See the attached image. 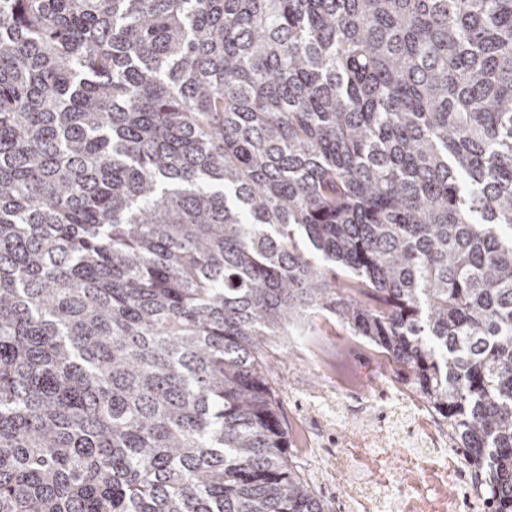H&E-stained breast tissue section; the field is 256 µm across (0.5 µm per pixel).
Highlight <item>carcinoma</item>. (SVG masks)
<instances>
[{
	"label": "carcinoma",
	"mask_w": 512,
	"mask_h": 512,
	"mask_svg": "<svg viewBox=\"0 0 512 512\" xmlns=\"http://www.w3.org/2000/svg\"><path fill=\"white\" fill-rule=\"evenodd\" d=\"M316 309L512 512V0H0V512H324Z\"/></svg>",
	"instance_id": "1"
}]
</instances>
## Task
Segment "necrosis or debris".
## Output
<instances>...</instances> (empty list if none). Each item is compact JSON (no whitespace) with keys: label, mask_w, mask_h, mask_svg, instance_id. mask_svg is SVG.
Returning a JSON list of instances; mask_svg holds the SVG:
<instances>
[{"label":"necrosis or debris","mask_w":512,"mask_h":512,"mask_svg":"<svg viewBox=\"0 0 512 512\" xmlns=\"http://www.w3.org/2000/svg\"><path fill=\"white\" fill-rule=\"evenodd\" d=\"M368 410L351 414V395ZM336 418L350 427L385 435V447L364 449L344 434L323 437L315 424ZM304 449L322 448L339 495L337 512H495L488 476L471 465L472 454L448 437V421L408 381L379 373L331 380L310 393L295 418Z\"/></svg>","instance_id":"obj_1"}]
</instances>
